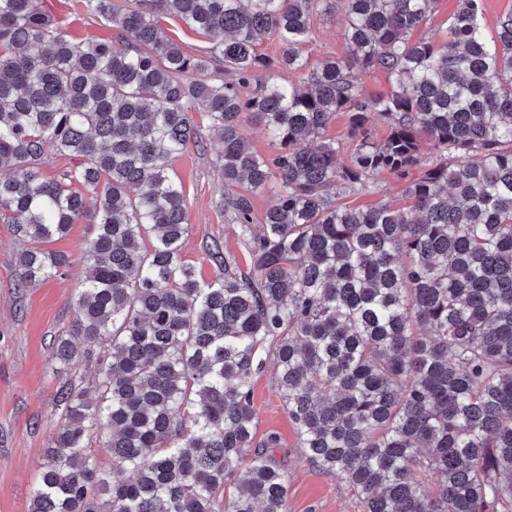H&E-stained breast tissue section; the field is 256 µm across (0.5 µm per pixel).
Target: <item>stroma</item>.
I'll use <instances>...</instances> for the list:
<instances>
[{
  "mask_svg": "<svg viewBox=\"0 0 512 512\" xmlns=\"http://www.w3.org/2000/svg\"><path fill=\"white\" fill-rule=\"evenodd\" d=\"M45 6L77 41L112 35L104 20L83 11L79 0H45ZM343 27L340 15L313 17L312 41L304 48L311 61L345 56ZM219 160V143L209 134L203 146H189L173 163L189 212L183 255L206 281L217 274L206 259L207 244L218 240L238 258L246 256L237 226L227 222L220 206ZM91 234V225H73L66 237L51 244L68 260L60 275L22 288L15 264L22 243L9 216L0 215V512H28L39 465L56 433L60 406L58 382L52 374L53 343L73 317L72 301L83 278L84 245ZM253 389L256 437L278 438L275 458L288 483L290 512H358L353 491L303 455L278 397L273 370L255 376Z\"/></svg>",
  "mask_w": 512,
  "mask_h": 512,
  "instance_id": "obj_1",
  "label": "stroma"
}]
</instances>
